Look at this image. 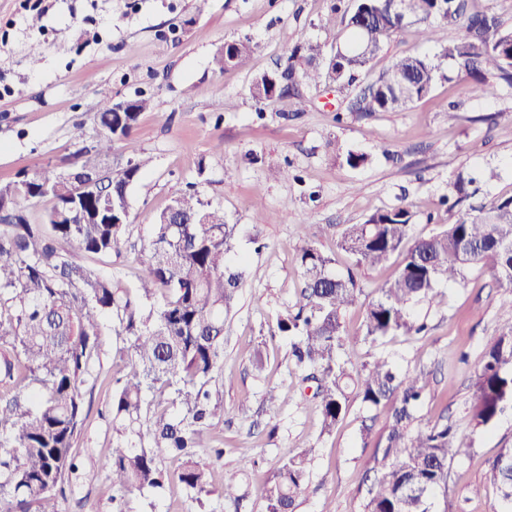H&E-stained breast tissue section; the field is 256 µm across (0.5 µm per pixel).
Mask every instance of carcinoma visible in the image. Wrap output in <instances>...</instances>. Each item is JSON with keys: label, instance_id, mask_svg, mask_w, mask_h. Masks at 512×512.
Wrapping results in <instances>:
<instances>
[{"label": "carcinoma", "instance_id": "carcinoma-1", "mask_svg": "<svg viewBox=\"0 0 512 512\" xmlns=\"http://www.w3.org/2000/svg\"><path fill=\"white\" fill-rule=\"evenodd\" d=\"M424 23L422 39L440 52L402 56L359 89L361 71L383 51L384 39L410 21ZM349 36L327 53L309 42L295 49L306 62L302 78L327 77L349 99L350 111L368 116L397 112L428 97L440 72L438 59L452 61L472 78L469 96L488 99L498 85L512 87V29L468 0H355L347 14ZM461 36L448 41V29ZM248 39L224 43L215 58L220 70L242 66L253 52ZM293 66L255 78L258 101L285 93ZM151 100H129L128 111L95 104L97 137L51 171L20 174L0 184V512H59L58 495L78 471L74 441L86 417L84 393L98 381L103 337L122 345L115 357L128 371L112 377V452L103 460L112 487L121 492L158 487L162 464L177 463L171 477L189 491H206L208 463L197 449L217 415L210 383L224 363V314L242 274L227 254L237 225L224 209L209 207L191 188L157 214L138 255L141 275L134 288L120 287L75 256H110L129 229V187L149 160L140 158L112 172L118 142L137 152L131 133ZM468 181L451 183L448 211L465 197ZM50 198L43 222L29 221L23 203ZM412 213L397 206L362 224L337 229L339 246L355 262L344 274L335 259L306 242L299 261L303 286L297 311L276 323L288 338L295 365L317 382L322 432L348 414L351 398L384 415V433L374 456V478L363 512H432V499L448 490L450 469L467 447L451 421L414 428L426 397L427 373H403L386 359L350 365L351 338L343 314L358 301L356 270L402 256L396 276L366 308L362 339L371 343L401 333L424 336L428 325L411 318L412 304L440 306L441 281L461 284L473 269L490 270L512 309V196L495 198L427 236H411ZM467 417L475 430L512 411V319L486 344L470 379ZM311 450L292 451L263 486L265 512H295L309 478ZM493 512H512V446L490 461L486 482ZM224 499L240 500L237 473L224 474Z\"/></svg>", "mask_w": 512, "mask_h": 512}]
</instances>
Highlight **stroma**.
<instances>
[{"label": "stroma", "mask_w": 512, "mask_h": 512, "mask_svg": "<svg viewBox=\"0 0 512 512\" xmlns=\"http://www.w3.org/2000/svg\"><path fill=\"white\" fill-rule=\"evenodd\" d=\"M40 26L18 0H0V183L18 174L42 172L73 155L75 122L87 135L95 125L90 104L145 96L151 108L132 132L142 155L151 159L129 190L130 227L118 254L98 264L121 287L137 283L136 251L147 242L155 216L187 186L203 202L221 206L238 232L229 254L244 279L224 319V365L215 387L223 409L209 431L213 460L209 493L195 501L175 480L163 487L125 493L126 512H264L263 483L283 458L298 448L312 451L309 483L297 512H362L361 489L377 451V437L362 439L367 411L353 400L332 434L321 431L318 405L300 396L299 373L287 339L271 336L278 316L293 308L303 284L300 225L309 224L315 245L335 256L336 272L352 265L326 225L361 224L373 213L403 205L413 213V233L426 236L449 221L444 203L456 175L471 177L467 203L512 195V87L490 100L465 95L453 65L442 62L432 93L400 112L361 118L347 110L329 81L296 80L293 94L307 101L292 116L293 95L256 102L251 85L260 74L295 66L293 47L321 41L335 47L344 12L333 0H44ZM410 24L386 40L382 53L362 75L378 77L392 61L409 54H437ZM249 38L246 63L221 71L213 57L225 41ZM41 52L30 62L31 47ZM459 118L449 121L448 106ZM369 154L360 168L345 162L347 151ZM292 178H284V169ZM262 223H255V216ZM396 262L359 270L363 293L344 316L354 342L347 350L356 364L383 357L402 371L425 365L430 393L416 413V426L451 416L467 426L472 392L469 378L498 325L512 318L504 294L488 270L468 272L464 284L439 290L447 306H412L427 322L424 336H389L362 341L368 301L390 280ZM116 341L105 337L99 380L90 412L78 434L79 470L59 500L60 512H114L116 491L100 462L112 448V400ZM468 362H461V352ZM261 363H254V354ZM286 394L287 404L266 403L268 389ZM512 445V414L478 432L474 445L454 462L447 494L433 512H491L492 496L474 497L486 479L488 462ZM251 460L241 469L242 460ZM240 470L243 497L224 500V474Z\"/></svg>", "instance_id": "obj_1"}]
</instances>
